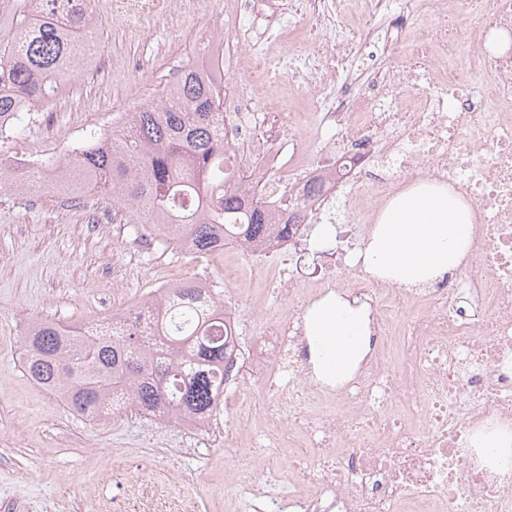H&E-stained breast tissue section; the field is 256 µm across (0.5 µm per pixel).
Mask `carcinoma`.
<instances>
[{"label": "carcinoma", "mask_w": 512, "mask_h": 512, "mask_svg": "<svg viewBox=\"0 0 512 512\" xmlns=\"http://www.w3.org/2000/svg\"><path fill=\"white\" fill-rule=\"evenodd\" d=\"M86 0H49L46 8L18 16L0 50V115L22 120L17 99L49 103L69 77L91 65L100 22ZM215 89L197 75H182L155 107L122 112L117 139L89 142L62 175L76 188L112 195L131 213L134 231L163 222L183 229L192 252L207 254L217 236L241 248L263 233L272 217L261 202L224 183V113L213 106ZM51 163L17 184L0 169V187L51 193ZM143 300L110 332L84 325L32 321L20 336L24 372L60 394L73 413L100 421L130 408L161 421L211 418L224 401V303L186 280L160 295L149 331L140 329Z\"/></svg>", "instance_id": "cac0c4a2"}]
</instances>
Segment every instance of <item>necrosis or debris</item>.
I'll use <instances>...</instances> for the list:
<instances>
[{
  "label": "necrosis or debris",
  "mask_w": 512,
  "mask_h": 512,
  "mask_svg": "<svg viewBox=\"0 0 512 512\" xmlns=\"http://www.w3.org/2000/svg\"><path fill=\"white\" fill-rule=\"evenodd\" d=\"M346 0H237L245 29L307 17L328 32L300 67L270 61L223 36L183 63L217 79L244 70L248 87L225 84L217 106L232 166L273 213L300 197L301 220L269 225L256 260L299 251L306 223L340 198L366 238L382 209L420 182L458 190L474 206L467 260L435 284L406 289L371 278L361 263L339 272L288 271L282 292L295 310L335 290L366 302L373 354L340 390L307 369L295 318L264 315L243 364H228L238 426L224 432L232 478L261 466L300 475L304 492L255 485L257 512H512V448L474 447L484 427H512V0H361L358 28L336 24ZM429 17L416 35L411 18ZM383 33V67L353 76ZM316 80L322 161L280 177V145L294 113L257 109L249 86Z\"/></svg>",
  "instance_id": "4bbe7bcc"
}]
</instances>
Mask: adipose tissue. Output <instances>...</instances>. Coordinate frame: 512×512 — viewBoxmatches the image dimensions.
Instances as JSON below:
<instances>
[{
    "label": "adipose tissue",
    "mask_w": 512,
    "mask_h": 512,
    "mask_svg": "<svg viewBox=\"0 0 512 512\" xmlns=\"http://www.w3.org/2000/svg\"><path fill=\"white\" fill-rule=\"evenodd\" d=\"M473 219V206L459 191L414 185L391 202L357 256L369 275L419 288L467 258ZM302 322L315 378L328 388H341L372 352L368 304L329 292L305 310Z\"/></svg>",
    "instance_id": "adipose-tissue-1"
}]
</instances>
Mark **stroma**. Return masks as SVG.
<instances>
[{"label": "stroma", "mask_w": 512, "mask_h": 512, "mask_svg": "<svg viewBox=\"0 0 512 512\" xmlns=\"http://www.w3.org/2000/svg\"><path fill=\"white\" fill-rule=\"evenodd\" d=\"M98 39L108 67L79 72L65 94L44 106L57 130L44 137L35 114H27L20 135L7 151L34 154L41 162H62L70 148L110 127L116 109L149 99L154 88L172 81L189 55L212 38L210 16L224 17L222 33L234 41L239 29L234 0H172L166 10L141 13L122 0H99ZM317 35L311 21L287 27L262 40L270 56L306 57ZM314 85L275 84L258 96L261 111L291 109L307 126L299 147L285 146L282 168L320 159ZM96 211L102 223L90 224ZM128 212L111 199L86 196L78 204L57 194H25L0 187V505L19 503L26 512H139L129 480L152 472L166 476L165 495L156 512H176L183 492L193 497L192 512H254L246 484L231 482L224 453V429L236 416L224 409L209 447L186 434L180 424L123 411L105 422L68 412L61 401L26 376L18 338L36 318L75 324L107 320L150 296L169 279L207 280L218 297L239 314L243 344L257 338V312L287 313L288 307L264 284L279 275L268 259L256 276L232 279L238 250L189 256L173 247L137 251Z\"/></svg>", "instance_id": "35a3bbf8"}]
</instances>
